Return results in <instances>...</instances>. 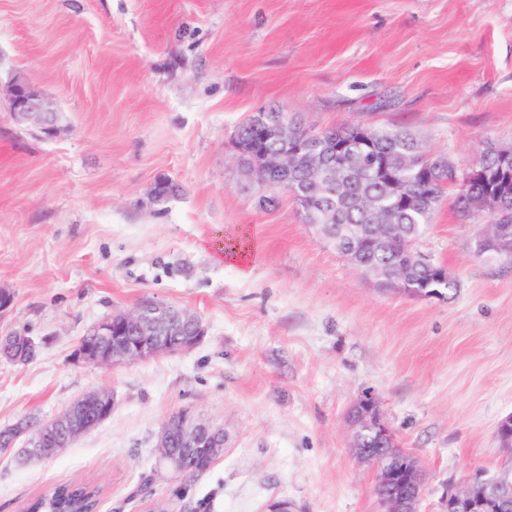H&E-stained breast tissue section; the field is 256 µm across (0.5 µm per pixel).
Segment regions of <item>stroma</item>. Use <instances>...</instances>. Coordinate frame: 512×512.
<instances>
[{"label":"stroma","mask_w":512,"mask_h":512,"mask_svg":"<svg viewBox=\"0 0 512 512\" xmlns=\"http://www.w3.org/2000/svg\"><path fill=\"white\" fill-rule=\"evenodd\" d=\"M17 80L62 113L56 134L16 123ZM271 110L404 130L426 156L476 166L512 144V0H0V336L38 346L0 360V427L101 388L116 400L55 456L0 453V512L63 483L101 486L98 512H381L347 423L366 393L425 471L421 512L512 460L494 435L512 414V262L472 256L476 221L447 196L418 246L457 293L380 290L291 197L259 208L230 142ZM161 179L178 193L155 198ZM241 226L258 246L246 277L216 252ZM145 298L197 315L200 343L73 360ZM184 408L226 442L206 472L177 476L155 443Z\"/></svg>","instance_id":"stroma-1"}]
</instances>
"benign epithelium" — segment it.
<instances>
[{"instance_id": "benign-epithelium-1", "label": "benign epithelium", "mask_w": 512, "mask_h": 512, "mask_svg": "<svg viewBox=\"0 0 512 512\" xmlns=\"http://www.w3.org/2000/svg\"><path fill=\"white\" fill-rule=\"evenodd\" d=\"M10 111L21 122H36V116L47 115L54 120L40 124L44 133L51 136L59 128L58 110L32 86L16 82L9 93ZM259 118L266 121V130L275 147L256 151L244 136L237 132L232 140L245 173L263 187L288 189V175L297 164L303 149L308 148L309 167L318 172L336 169V156L315 151L324 131L304 127L301 121L288 118L283 112H262ZM474 239L485 251L495 250L504 256L512 252L500 241L498 232L486 231L478 226ZM346 261L357 271L376 277L386 288L404 290L406 284L392 278L377 267L358 265L354 255L343 253ZM406 263L415 267L434 266L433 258L420 251L414 244L406 249ZM438 266V265H436ZM437 281L448 282V268L438 266ZM201 320L186 311L147 299L130 310L117 312L103 319L92 328V335L79 343L73 358L77 362L99 366H112L124 362L144 360L173 350L189 349L204 336ZM11 355L13 364L27 362V350L36 347L32 337L13 334ZM113 394L107 389L89 392L73 400L53 419L37 425L27 418L0 430L10 438L29 441L36 433L46 444L44 448H27L31 457L57 454L81 435L107 421L112 416ZM353 408L357 414L348 417L353 431L352 447L358 459L372 464L377 471L375 492L385 507V512H419L424 474L419 460L411 453L398 448L395 435L384 421L377 399L366 395ZM499 443L512 447V414L501 419L495 429ZM177 445L181 448H205L209 455H218L224 448V429L183 409L171 416L157 435L156 448L169 468L177 474L189 472L186 459L168 452ZM444 512H512V469L504 468L492 478L477 473L462 486L446 492Z\"/></svg>"}]
</instances>
